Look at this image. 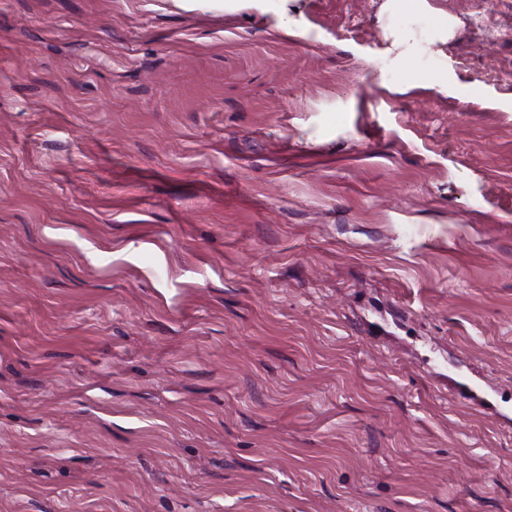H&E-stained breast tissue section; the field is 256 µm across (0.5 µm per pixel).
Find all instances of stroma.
I'll return each mask as SVG.
<instances>
[{"label": "stroma", "mask_w": 512, "mask_h": 512, "mask_svg": "<svg viewBox=\"0 0 512 512\" xmlns=\"http://www.w3.org/2000/svg\"><path fill=\"white\" fill-rule=\"evenodd\" d=\"M478 12L0 0V512H512Z\"/></svg>", "instance_id": "obj_1"}]
</instances>
